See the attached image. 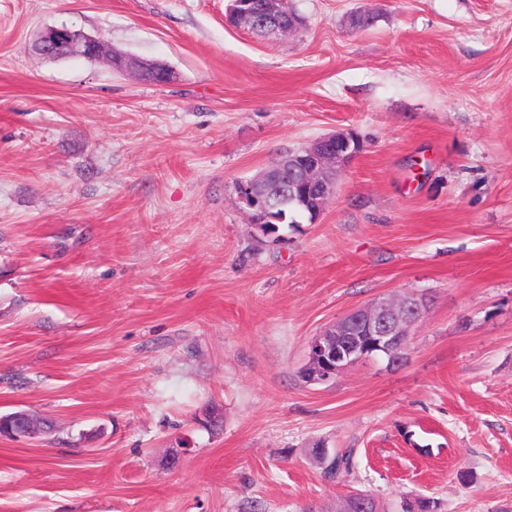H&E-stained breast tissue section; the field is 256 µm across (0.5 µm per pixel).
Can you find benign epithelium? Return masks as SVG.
I'll return each instance as SVG.
<instances>
[{"label": "benign epithelium", "mask_w": 512, "mask_h": 512, "mask_svg": "<svg viewBox=\"0 0 512 512\" xmlns=\"http://www.w3.org/2000/svg\"><path fill=\"white\" fill-rule=\"evenodd\" d=\"M283 0H262L255 9L253 0H230L229 15L237 27L256 31L267 40L296 33L301 23L283 20ZM33 52L47 59L80 57L90 61L107 59L119 72L143 69L141 60L109 52L104 43L67 26L45 27L33 44ZM362 150L358 135L341 130L316 138L308 145L281 155L252 179L237 187L238 203L245 207L251 222L266 234L278 228L275 211L289 202L300 206L312 201L315 218H320L336 194V177ZM288 184L291 193L284 200L274 198L269 189ZM429 308L426 295L405 294L381 298L353 309L325 327L309 344L304 371L313 383L336 379L347 369L366 361L381 360L393 369L404 363L409 352L412 329ZM1 437L36 435L32 419L24 410L0 415Z\"/></svg>", "instance_id": "obj_1"}]
</instances>
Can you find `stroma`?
<instances>
[{
	"label": "stroma",
	"mask_w": 512,
	"mask_h": 512,
	"mask_svg": "<svg viewBox=\"0 0 512 512\" xmlns=\"http://www.w3.org/2000/svg\"><path fill=\"white\" fill-rule=\"evenodd\" d=\"M285 3L269 41L228 0H0V415L51 426L0 437V512H512V0ZM60 24L172 82L35 55ZM342 129L321 219L263 235L238 184ZM406 293L403 366L301 378ZM353 449L346 448L341 452H331L330 460L326 468H321L324 476L334 480L339 476L348 474L353 467Z\"/></svg>",
	"instance_id": "35a3bbf8"
}]
</instances>
